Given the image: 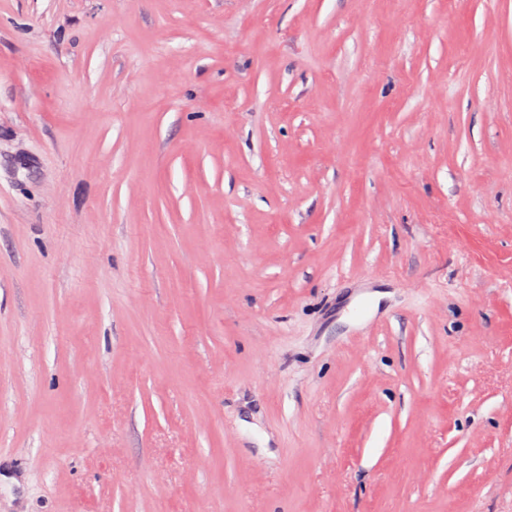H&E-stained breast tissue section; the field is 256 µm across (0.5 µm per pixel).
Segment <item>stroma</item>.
Masks as SVG:
<instances>
[{"label": "stroma", "instance_id": "stroma-1", "mask_svg": "<svg viewBox=\"0 0 512 512\" xmlns=\"http://www.w3.org/2000/svg\"><path fill=\"white\" fill-rule=\"evenodd\" d=\"M0 512H512V0H0Z\"/></svg>", "mask_w": 512, "mask_h": 512}]
</instances>
